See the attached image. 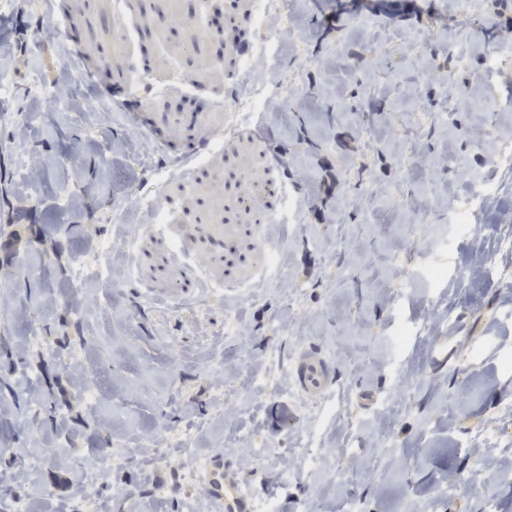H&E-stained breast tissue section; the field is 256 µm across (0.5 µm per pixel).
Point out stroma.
I'll return each mask as SVG.
<instances>
[{"mask_svg": "<svg viewBox=\"0 0 512 512\" xmlns=\"http://www.w3.org/2000/svg\"><path fill=\"white\" fill-rule=\"evenodd\" d=\"M227 2L0 10V512H221L216 457L251 512H512V251L482 269L512 229V173L448 222L512 135V0H285L265 30L251 0L213 26ZM262 37L273 111L149 195L158 155L223 132L248 80L235 44ZM60 78L71 95L49 102ZM273 180L297 223H267ZM305 348L325 396L296 386ZM300 389L312 397H321L331 386L330 368L320 353L312 349L301 352L294 361Z\"/></svg>", "mask_w": 512, "mask_h": 512, "instance_id": "obj_1", "label": "stroma"}]
</instances>
